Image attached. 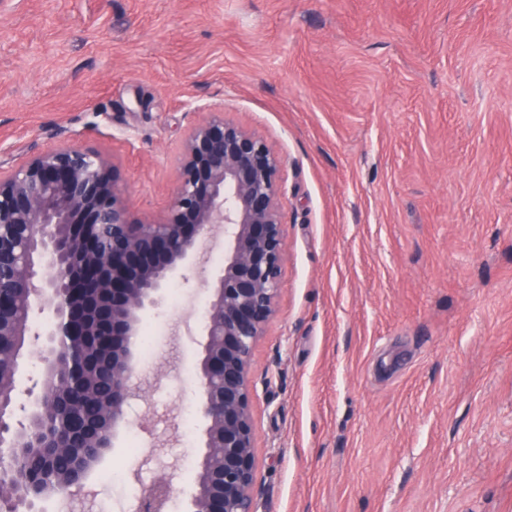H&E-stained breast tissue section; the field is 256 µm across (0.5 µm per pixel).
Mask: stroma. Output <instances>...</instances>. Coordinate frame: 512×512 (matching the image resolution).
<instances>
[{
  "label": "stroma",
  "mask_w": 512,
  "mask_h": 512,
  "mask_svg": "<svg viewBox=\"0 0 512 512\" xmlns=\"http://www.w3.org/2000/svg\"><path fill=\"white\" fill-rule=\"evenodd\" d=\"M281 159L278 313L252 355L258 512H512V0H12L0 15V173L74 146L161 220L211 111ZM215 225L170 297L127 413L74 491L134 512L196 492L180 410ZM33 319L20 383L45 375ZM125 486L103 483L113 466ZM173 491L170 483L160 480L145 490L142 500L143 512H160Z\"/></svg>",
  "instance_id": "1"
}]
</instances>
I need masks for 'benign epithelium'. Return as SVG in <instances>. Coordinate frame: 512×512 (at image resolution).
I'll list each match as a JSON object with an SVG mask.
<instances>
[{
	"instance_id": "obj_1",
	"label": "benign epithelium",
	"mask_w": 512,
	"mask_h": 512,
	"mask_svg": "<svg viewBox=\"0 0 512 512\" xmlns=\"http://www.w3.org/2000/svg\"><path fill=\"white\" fill-rule=\"evenodd\" d=\"M281 161L260 135L213 112L181 145L177 189L158 222L133 220L115 169L100 154L61 148L32 157L0 178V505L6 512H45L44 504L81 487L68 480H28L19 441L52 444L39 418L56 407L54 384L85 374L74 360L101 324L112 323L110 430L115 446L128 428L125 406L139 397L135 348L143 312L187 270L213 225H224V265L202 315L200 412L205 421L197 491L188 512H257L249 371L254 346L274 317L284 258ZM49 328L40 387H17L18 348L32 315ZM30 398L27 423L14 426L20 392ZM172 487L160 480L143 493V512H161Z\"/></svg>"
}]
</instances>
